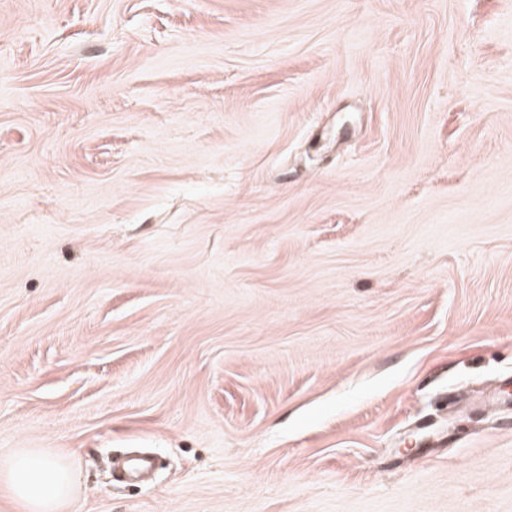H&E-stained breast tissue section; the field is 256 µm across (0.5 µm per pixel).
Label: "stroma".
<instances>
[{
    "label": "stroma",
    "mask_w": 512,
    "mask_h": 512,
    "mask_svg": "<svg viewBox=\"0 0 512 512\" xmlns=\"http://www.w3.org/2000/svg\"><path fill=\"white\" fill-rule=\"evenodd\" d=\"M20 448L70 512H512V0H0Z\"/></svg>",
    "instance_id": "stroma-1"
}]
</instances>
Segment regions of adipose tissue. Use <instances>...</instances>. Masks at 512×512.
I'll return each instance as SVG.
<instances>
[{"label": "adipose tissue", "instance_id": "1", "mask_svg": "<svg viewBox=\"0 0 512 512\" xmlns=\"http://www.w3.org/2000/svg\"><path fill=\"white\" fill-rule=\"evenodd\" d=\"M76 491L69 460L46 448H21L0 458V496L16 512H64Z\"/></svg>", "mask_w": 512, "mask_h": 512}]
</instances>
